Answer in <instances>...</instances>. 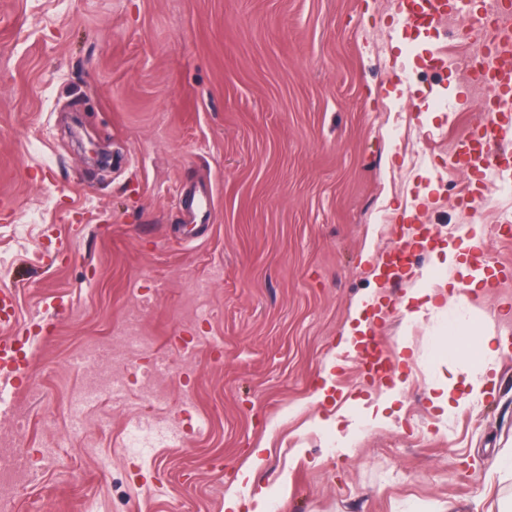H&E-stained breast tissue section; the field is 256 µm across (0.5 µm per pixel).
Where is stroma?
I'll return each instance as SVG.
<instances>
[{"mask_svg": "<svg viewBox=\"0 0 512 512\" xmlns=\"http://www.w3.org/2000/svg\"><path fill=\"white\" fill-rule=\"evenodd\" d=\"M403 0H0V289L26 338L16 408L38 380L32 448L64 444L15 494L16 512H240L275 495L278 512H499L512 508V175L455 165L448 144L482 106L447 27L404 25ZM457 101L456 111L439 109ZM80 116L112 151L90 165L69 134ZM208 191V219L179 201ZM433 237L394 288L378 259L405 221ZM481 225L489 284L470 303L409 317L414 283L439 287L444 246ZM377 298L375 331L400 351L391 376L364 377L338 350L357 302ZM494 323L508 347L482 402L442 418L432 385L448 324ZM133 320L152 353H127ZM121 351L135 377L174 361L160 387L148 460L125 452L140 398L67 407ZM396 414L372 422L382 387ZM326 389L325 400L315 397ZM253 481H240L251 455Z\"/></svg>", "mask_w": 512, "mask_h": 512, "instance_id": "obj_1", "label": "stroma"}]
</instances>
